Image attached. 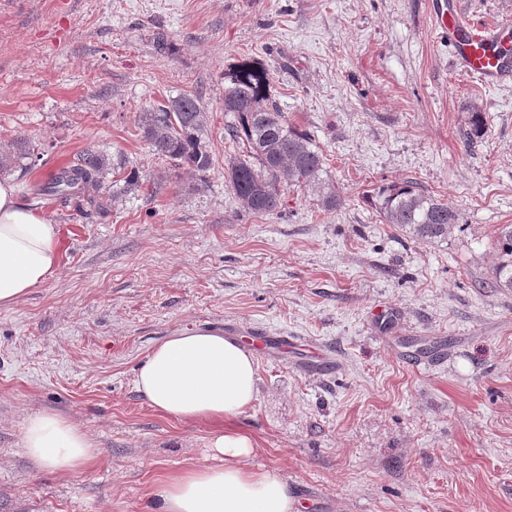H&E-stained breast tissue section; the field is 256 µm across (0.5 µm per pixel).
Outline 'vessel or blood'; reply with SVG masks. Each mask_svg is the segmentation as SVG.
I'll return each mask as SVG.
<instances>
[{
	"label": "vessel or blood",
	"mask_w": 512,
	"mask_h": 512,
	"mask_svg": "<svg viewBox=\"0 0 512 512\" xmlns=\"http://www.w3.org/2000/svg\"><path fill=\"white\" fill-rule=\"evenodd\" d=\"M432 23L460 70L490 86L512 81V52L498 46L497 28L466 18L457 0H444Z\"/></svg>",
	"instance_id": "1"
}]
</instances>
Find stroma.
Instances as JSON below:
<instances>
[{"label":"stroma","mask_w":512,"mask_h":512,"mask_svg":"<svg viewBox=\"0 0 512 512\" xmlns=\"http://www.w3.org/2000/svg\"><path fill=\"white\" fill-rule=\"evenodd\" d=\"M430 5L0 0V156L39 149L33 170L6 173L62 243L55 276L0 309V512H157L169 477L211 463L217 424L170 418L135 386L158 343L195 329L331 348L326 373L256 356L257 398L234 421L253 467L312 492L305 512H512V290L492 276L512 224V86L457 69ZM243 60L322 150L337 209L290 188L259 216L233 194L224 73ZM183 93L207 115L201 180L138 130ZM474 107L487 129L472 145ZM89 150L139 169L141 189L104 191L98 214L39 194ZM404 180L457 212L448 237L381 221L373 190ZM43 411L92 440L78 471L28 457L24 426Z\"/></svg>","instance_id":"stroma-1"}]
</instances>
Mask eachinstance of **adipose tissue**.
Here are the masks:
<instances>
[{
    "label": "adipose tissue",
    "instance_id": "ef3b65f1",
    "mask_svg": "<svg viewBox=\"0 0 512 512\" xmlns=\"http://www.w3.org/2000/svg\"><path fill=\"white\" fill-rule=\"evenodd\" d=\"M61 238L56 224L20 205L11 178H0V308L15 305L57 271ZM136 387L147 403L180 421L238 417L256 398V365L236 339L213 330L167 337L140 366ZM30 459L59 473L82 468L93 455L83 431L64 417L43 412L23 433ZM217 465H199L170 478L159 512H296L280 477L249 466L251 439L229 429L213 435Z\"/></svg>",
    "mask_w": 512,
    "mask_h": 512
}]
</instances>
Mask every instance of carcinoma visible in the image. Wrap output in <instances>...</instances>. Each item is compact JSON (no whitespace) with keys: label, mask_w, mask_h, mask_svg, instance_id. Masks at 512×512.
Returning <instances> with one entry per match:
<instances>
[{"label":"carcinoma","mask_w":512,"mask_h":512,"mask_svg":"<svg viewBox=\"0 0 512 512\" xmlns=\"http://www.w3.org/2000/svg\"><path fill=\"white\" fill-rule=\"evenodd\" d=\"M271 88L270 73L249 61L238 65L224 86V112L232 116L226 134L231 145L241 144L245 149V154L230 157L225 169L233 193L250 212L261 216L280 209L286 185L312 192L326 210L336 208L340 196L330 183L321 149L311 135L288 122L273 100ZM138 128L153 154L173 161L188 173L203 176L212 168L206 112L198 97L181 94L140 113ZM485 128V114L479 109L470 112L469 141L481 137ZM39 160L22 139L13 155L0 158V166L14 163L30 170ZM120 168L117 163L107 165L102 155L88 151L77 164L54 174L43 191L64 203L76 197L95 207L108 173L115 174ZM377 198L383 223L407 229L422 240L445 237L458 223L457 213L448 204L412 180L380 188ZM494 250V284L512 289V224L500 228Z\"/></svg>","instance_id":"obj_1"}]
</instances>
